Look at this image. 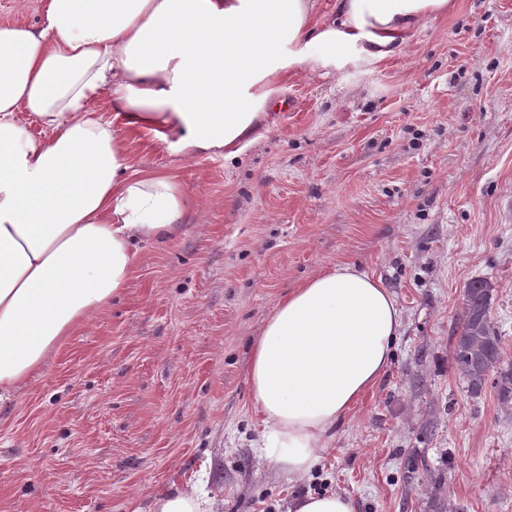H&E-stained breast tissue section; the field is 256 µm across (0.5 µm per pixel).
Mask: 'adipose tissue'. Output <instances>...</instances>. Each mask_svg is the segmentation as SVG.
Listing matches in <instances>:
<instances>
[{
	"instance_id": "ef3b65f1",
	"label": "adipose tissue",
	"mask_w": 512,
	"mask_h": 512,
	"mask_svg": "<svg viewBox=\"0 0 512 512\" xmlns=\"http://www.w3.org/2000/svg\"><path fill=\"white\" fill-rule=\"evenodd\" d=\"M40 27L0 23V399L39 372L126 287L135 246L187 207L173 176L136 170L117 126L186 157H237L275 105L274 84L350 58L399 54L450 0H41ZM103 99L117 120L93 117ZM36 118L47 134L24 126ZM402 312L349 263L278 301L247 372L271 462L311 478L336 427L390 365ZM177 486L151 512H212Z\"/></svg>"
}]
</instances>
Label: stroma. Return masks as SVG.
<instances>
[{
    "label": "stroma",
    "instance_id": "obj_1",
    "mask_svg": "<svg viewBox=\"0 0 512 512\" xmlns=\"http://www.w3.org/2000/svg\"><path fill=\"white\" fill-rule=\"evenodd\" d=\"M452 4L395 57L282 81L237 159L121 131L135 169L180 180L187 220L139 245L123 294L0 403V512H149L174 484L218 512H287L307 492L355 512H512V408L452 364L476 278L512 363V0ZM344 262L403 326L297 485L258 457L247 367L275 304Z\"/></svg>",
    "mask_w": 512,
    "mask_h": 512
}]
</instances>
